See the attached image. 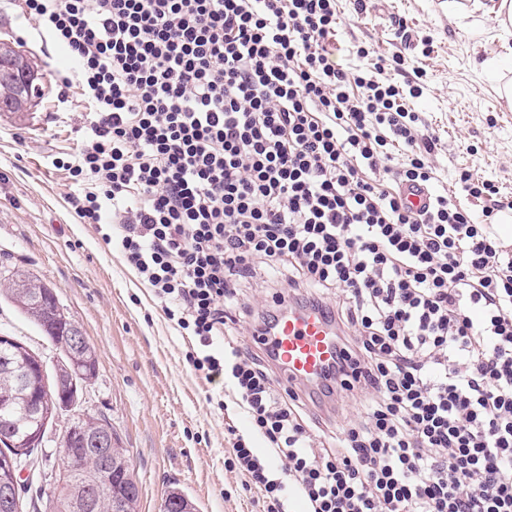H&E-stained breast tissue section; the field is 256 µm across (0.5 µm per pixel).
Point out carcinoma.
Segmentation results:
<instances>
[{
  "mask_svg": "<svg viewBox=\"0 0 512 512\" xmlns=\"http://www.w3.org/2000/svg\"><path fill=\"white\" fill-rule=\"evenodd\" d=\"M5 53L19 60L18 75L10 82L0 83V96L10 99L13 106L7 111L21 114L31 109L40 96L36 80L24 83L25 72L35 73L34 61L2 43ZM5 288L0 290L18 312L37 325L47 339L57 347L60 358L53 371L39 375L34 364L40 356L18 341L0 345V493L12 482L9 460L14 464L34 466L35 449L26 448L17 455V448L3 440L4 429H11L15 439L25 437L30 431L44 423L49 426L60 412L76 409L82 399L83 390L95 378L98 370L96 349L88 340L74 345L70 333L75 322L64 312L56 294L41 279L24 268L13 270L4 279ZM70 386L67 398L48 400L38 406L32 397L48 386L58 382ZM71 424L76 431L61 436V469L52 494L45 499L44 512H75L74 502L83 488L90 484L96 487L86 512H113L114 496L123 497L122 512H138L140 488L129 450L122 447L112 424L105 417L82 415ZM109 435L112 443V475L102 473L101 462L96 452L85 447L83 440ZM165 512H195L194 503L179 491L172 490L164 502Z\"/></svg>",
  "mask_w": 512,
  "mask_h": 512,
  "instance_id": "cac0c4a2",
  "label": "carcinoma"
}]
</instances>
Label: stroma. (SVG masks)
Returning a JSON list of instances; mask_svg holds the SVG:
<instances>
[{
	"label": "stroma",
	"mask_w": 512,
	"mask_h": 512,
	"mask_svg": "<svg viewBox=\"0 0 512 512\" xmlns=\"http://www.w3.org/2000/svg\"><path fill=\"white\" fill-rule=\"evenodd\" d=\"M338 24L330 39L337 64L355 74L365 62L355 47L375 46L378 56L405 58L403 70H385L398 84L421 81L422 96L406 97L423 113L437 140L434 191L481 214L486 199L457 192L459 171L492 181L512 199V106L499 97L485 70L502 54L501 31L492 17L453 20L435 0H376L356 12L353 0H337ZM404 30H395L396 21ZM428 36L422 48L420 36ZM19 42L42 73V95L24 118L0 113V272L23 266L54 288L61 305L98 354V373L85 389L80 410L105 415L132 457L140 512H163L169 490L193 500L198 512H259L244 475L228 467L225 423L247 429L236 406L213 409L207 396L224 386L196 375L185 354L195 339L169 321L154 292L130 270L118 250L107 247L95 224L80 223L68 196L74 187L69 161L91 135L92 114L75 89H63L59 69L68 59L52 40L42 39L18 0H0V39ZM0 335L14 336L40 353L47 365L58 354L41 331L0 299ZM60 417L37 451L35 482L52 487L61 466Z\"/></svg>",
	"instance_id": "1"
}]
</instances>
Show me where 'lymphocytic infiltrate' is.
Here are the masks:
<instances>
[{
    "label": "lymphocytic infiltrate",
    "mask_w": 512,
    "mask_h": 512,
    "mask_svg": "<svg viewBox=\"0 0 512 512\" xmlns=\"http://www.w3.org/2000/svg\"><path fill=\"white\" fill-rule=\"evenodd\" d=\"M76 60L92 135L68 171L84 224L118 249L186 360L222 380L253 434L229 464L263 512H512V249L502 200L461 171L417 213L385 181L430 185L435 142L373 58L360 95L329 47L336 0H22ZM405 160L393 166V150ZM323 311L336 365L307 398L278 389L244 336L293 305ZM336 417L323 416V401ZM357 416L345 420L346 402Z\"/></svg>",
    "instance_id": "lymphocytic-infiltrate-1"
}]
</instances>
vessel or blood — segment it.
I'll return each instance as SVG.
<instances>
[{"label": "vessel or blood", "instance_id": "1", "mask_svg": "<svg viewBox=\"0 0 512 512\" xmlns=\"http://www.w3.org/2000/svg\"><path fill=\"white\" fill-rule=\"evenodd\" d=\"M400 195L404 204L417 212L428 204L430 191L423 186L405 185ZM261 346L274 359L278 380L301 395L321 382L338 354L333 324L321 312L305 308L282 313Z\"/></svg>", "mask_w": 512, "mask_h": 512}]
</instances>
